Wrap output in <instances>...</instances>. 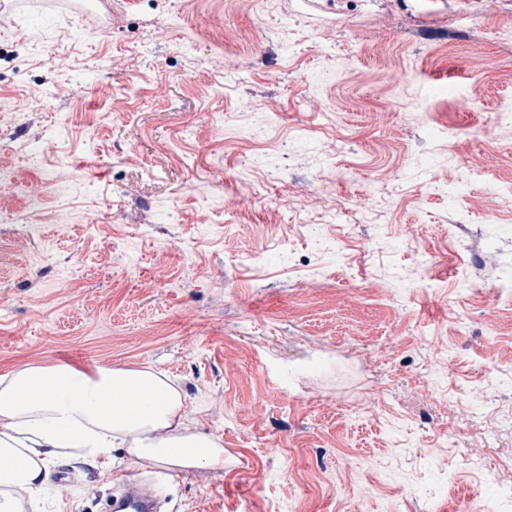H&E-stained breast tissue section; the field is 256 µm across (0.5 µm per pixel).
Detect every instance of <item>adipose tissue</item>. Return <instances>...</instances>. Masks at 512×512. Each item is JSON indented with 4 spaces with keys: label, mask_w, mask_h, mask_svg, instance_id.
<instances>
[{
    "label": "adipose tissue",
    "mask_w": 512,
    "mask_h": 512,
    "mask_svg": "<svg viewBox=\"0 0 512 512\" xmlns=\"http://www.w3.org/2000/svg\"><path fill=\"white\" fill-rule=\"evenodd\" d=\"M60 448L90 458L125 449L131 463L186 473L223 469L224 448L199 432L177 383L149 368L89 376L67 365L27 366L0 377V512H19L14 490L37 505Z\"/></svg>",
    "instance_id": "1"
}]
</instances>
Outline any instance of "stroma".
Masks as SVG:
<instances>
[{
	"label": "stroma",
	"mask_w": 512,
	"mask_h": 512,
	"mask_svg": "<svg viewBox=\"0 0 512 512\" xmlns=\"http://www.w3.org/2000/svg\"><path fill=\"white\" fill-rule=\"evenodd\" d=\"M511 99L512 0H0V376L174 379L163 512H501ZM71 463L23 512L154 471Z\"/></svg>",
	"instance_id": "obj_1"
}]
</instances>
